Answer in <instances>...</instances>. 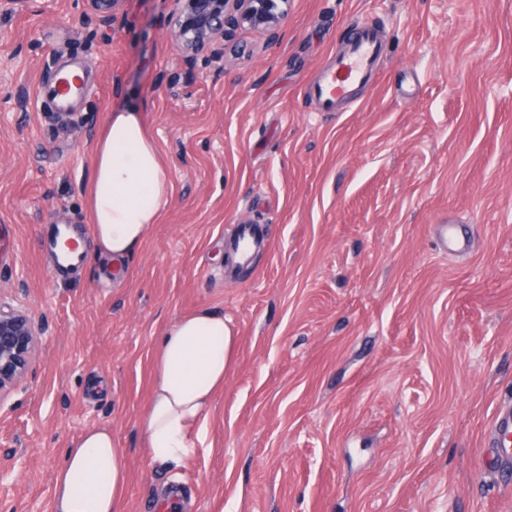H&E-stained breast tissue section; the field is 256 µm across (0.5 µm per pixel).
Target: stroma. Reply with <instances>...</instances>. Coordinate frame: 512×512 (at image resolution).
Masks as SVG:
<instances>
[{
	"label": "stroma",
	"instance_id": "1",
	"mask_svg": "<svg viewBox=\"0 0 512 512\" xmlns=\"http://www.w3.org/2000/svg\"><path fill=\"white\" fill-rule=\"evenodd\" d=\"M170 0L0 6V301L46 319L0 402V512H52L64 451L110 428L122 512H512L494 457L512 404V0H292L278 43L194 58ZM383 44L356 106L302 95L357 27ZM90 86L56 119L36 96L64 63ZM149 112L174 184L127 261L96 255L84 186L113 108ZM269 248L224 269L232 225ZM80 231L63 273L47 241ZM457 249L444 248L441 225ZM220 312L236 354L205 447L152 463L139 419L152 350L180 315Z\"/></svg>",
	"mask_w": 512,
	"mask_h": 512
}]
</instances>
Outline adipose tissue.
<instances>
[{
  "label": "adipose tissue",
  "instance_id": "ef3b65f1",
  "mask_svg": "<svg viewBox=\"0 0 512 512\" xmlns=\"http://www.w3.org/2000/svg\"><path fill=\"white\" fill-rule=\"evenodd\" d=\"M170 171L138 107L109 112L92 145L86 186L87 218L95 249L125 260L161 223L173 194ZM236 338L222 314L199 309L179 316L153 348L148 400L139 422L145 454L168 463L193 455L208 435V417L224 390ZM130 479L112 431H85L57 470L52 512H120Z\"/></svg>",
  "mask_w": 512,
  "mask_h": 512
}]
</instances>
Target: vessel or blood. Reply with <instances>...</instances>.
<instances>
[{"mask_svg":"<svg viewBox=\"0 0 512 512\" xmlns=\"http://www.w3.org/2000/svg\"><path fill=\"white\" fill-rule=\"evenodd\" d=\"M381 55V41L377 32L369 27L356 30L345 49L337 54L332 65L321 70L314 82L303 89L305 98L315 100L320 111H338L340 104L354 95L356 88L374 83L378 78L377 62ZM85 85L77 77L59 72L56 81L40 86L39 97L52 99L58 108L69 109L73 100L81 95ZM238 249L233 256L237 265L249 264L252 255L265 245L263 235L253 225L235 226ZM512 434V413H503L494 425V439L502 459L512 458V445L507 437Z\"/></svg>","mask_w":512,"mask_h":512,"instance_id":"obj_1","label":"vessel or blood"}]
</instances>
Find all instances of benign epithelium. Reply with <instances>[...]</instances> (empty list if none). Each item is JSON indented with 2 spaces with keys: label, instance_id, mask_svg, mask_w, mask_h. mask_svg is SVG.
Listing matches in <instances>:
<instances>
[{
  "label": "benign epithelium",
  "instance_id": "benign-epithelium-1",
  "mask_svg": "<svg viewBox=\"0 0 512 512\" xmlns=\"http://www.w3.org/2000/svg\"><path fill=\"white\" fill-rule=\"evenodd\" d=\"M99 20H111L125 0H87ZM172 36L187 55L202 53L214 38L235 53L245 51L236 33L251 28L275 39L288 19L290 0H173ZM45 325L23 310L0 303V405L5 391L27 375L39 350Z\"/></svg>",
  "mask_w": 512,
  "mask_h": 512
}]
</instances>
